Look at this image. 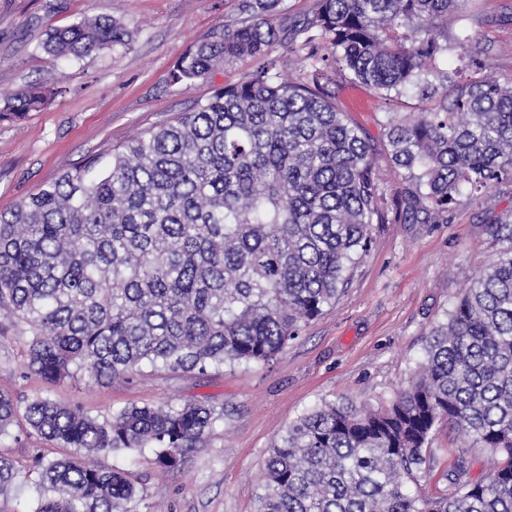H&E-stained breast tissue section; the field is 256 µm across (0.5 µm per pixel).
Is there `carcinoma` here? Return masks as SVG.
Listing matches in <instances>:
<instances>
[{"label":"carcinoma","instance_id":"obj_1","mask_svg":"<svg viewBox=\"0 0 512 512\" xmlns=\"http://www.w3.org/2000/svg\"><path fill=\"white\" fill-rule=\"evenodd\" d=\"M282 0H238L213 40L171 79L190 85L249 57L255 68L193 109L113 150L95 179L76 169L0 212V306L31 338L23 367L50 383L96 384L148 365L204 373L268 362L336 303L382 210L368 139L336 108L330 67L379 95L436 89L424 72L448 45V12L464 0H318L300 25ZM110 15L54 31V58L131 48ZM279 45L296 76L281 78ZM53 91L0 99V121L47 106ZM384 159L412 189L394 222L425 224L463 195L512 184V78L484 76L437 107L384 123ZM492 261L430 332L415 380L380 410L324 402L270 449L258 512H512V210L487 226ZM23 417L68 452L38 458L35 512H140L142 492L99 452L151 449L174 469L224 421L205 404L132 406L99 419L47 397L0 393V438ZM446 423L495 456L485 480L457 471L439 501L409 490ZM29 467L0 455V492Z\"/></svg>","mask_w":512,"mask_h":512}]
</instances>
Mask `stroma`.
<instances>
[{
	"instance_id": "1",
	"label": "stroma",
	"mask_w": 512,
	"mask_h": 512,
	"mask_svg": "<svg viewBox=\"0 0 512 512\" xmlns=\"http://www.w3.org/2000/svg\"><path fill=\"white\" fill-rule=\"evenodd\" d=\"M235 13L236 0H0V97L31 85L59 90L46 108L18 122L0 121V211L64 172L86 167L98 174L113 149L252 70L253 60L243 58L189 86L169 77L179 57L213 39ZM105 14L133 30L131 49L63 59L43 51L52 30ZM463 30L474 33V41L438 58L426 76L430 85L466 82L473 58L491 78L512 77V0H466L448 16L449 33ZM331 89L337 107L377 151L388 113L438 104L415 91L380 97L351 85L342 70ZM510 209L512 194L491 192L462 200L444 222L374 225L370 250L335 305L267 363L227 364L204 375L146 366L104 385L84 376L51 384L23 374L30 335L0 309V391L48 397L101 418L132 405L214 406L223 422L176 469H159L149 451L102 453L97 462L128 472L144 494L141 512H256L268 450L290 422L325 401L385 407L409 384L431 327L444 321L468 273L491 258L486 218ZM430 448L418 481L430 498L453 492L458 465L471 482L485 479L493 466L487 449L444 423L433 431ZM58 453L23 426L0 440L1 455L26 464Z\"/></svg>"
}]
</instances>
